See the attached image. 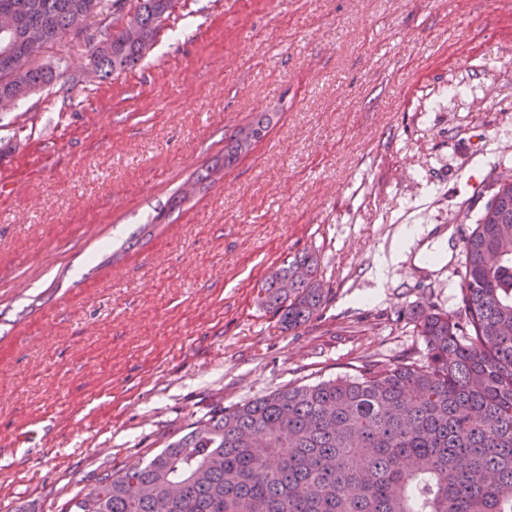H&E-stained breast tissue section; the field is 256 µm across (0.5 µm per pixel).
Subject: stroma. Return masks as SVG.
<instances>
[{
    "mask_svg": "<svg viewBox=\"0 0 512 512\" xmlns=\"http://www.w3.org/2000/svg\"><path fill=\"white\" fill-rule=\"evenodd\" d=\"M85 30L0 114V186H26L0 195V512H60L213 408L423 354L409 312L455 314L463 241L512 164V0H180L105 80L84 68L112 27ZM264 110L266 137L141 234ZM307 250L330 294L284 333L255 285Z\"/></svg>",
    "mask_w": 512,
    "mask_h": 512,
    "instance_id": "35a3bbf8",
    "label": "stroma"
}]
</instances>
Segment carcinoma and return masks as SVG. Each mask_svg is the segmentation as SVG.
Instances as JSON below:
<instances>
[{
	"label": "carcinoma",
	"mask_w": 512,
	"mask_h": 512,
	"mask_svg": "<svg viewBox=\"0 0 512 512\" xmlns=\"http://www.w3.org/2000/svg\"><path fill=\"white\" fill-rule=\"evenodd\" d=\"M103 0H0L18 18L28 61L0 54V97L22 100L58 78L36 64ZM178 0H113L112 38L94 57L100 79L135 66ZM128 17L139 33L122 32ZM260 112L224 156L176 190L156 226L262 140ZM459 307L450 319L411 309L425 352L391 365L290 384L219 407L142 462L106 470L62 512H512V169L498 175L463 242ZM257 304L295 331L327 301L321 258L284 260L255 285Z\"/></svg>",
	"instance_id": "1"
}]
</instances>
